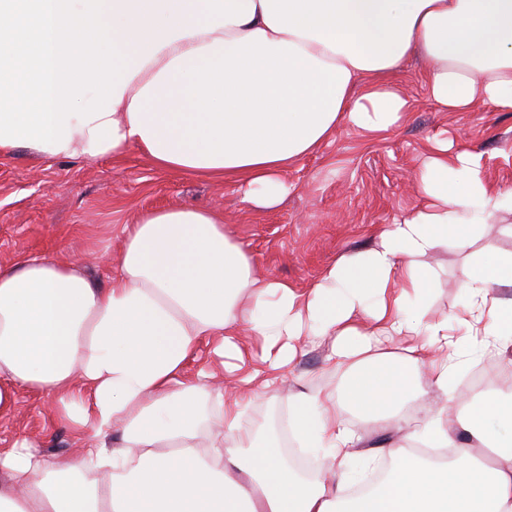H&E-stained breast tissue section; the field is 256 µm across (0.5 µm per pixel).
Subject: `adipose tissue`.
Returning <instances> with one entry per match:
<instances>
[{
	"mask_svg": "<svg viewBox=\"0 0 512 512\" xmlns=\"http://www.w3.org/2000/svg\"><path fill=\"white\" fill-rule=\"evenodd\" d=\"M413 58L441 111L512 112V0H0V154L134 148L163 169L238 179L248 204L271 209L289 193L283 171L339 126L379 136L404 121L412 104L394 77ZM417 194L305 293L258 276L248 246L198 205L139 214L105 287L51 258L0 265V417L17 390L41 392L50 416L92 439L83 455L47 457L16 436L0 449V512H512V396L466 399L450 384L459 351L476 364L512 337L500 296L512 251L483 250L465 270V348L430 313L431 257L512 218V190L438 139ZM243 326L263 342L261 367L226 396L210 372L185 378L203 344L247 366ZM323 336L328 365L347 371L343 393L300 391L287 407L330 481L305 478L275 433L243 424L302 340ZM397 337L409 357L381 352ZM427 397L385 482L346 496L381 454L345 411L402 424ZM411 442L451 458L423 462Z\"/></svg>",
	"mask_w": 512,
	"mask_h": 512,
	"instance_id": "adipose-tissue-1",
	"label": "adipose tissue"
}]
</instances>
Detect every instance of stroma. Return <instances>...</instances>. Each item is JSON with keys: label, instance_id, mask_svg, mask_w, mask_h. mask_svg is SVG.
Returning a JSON list of instances; mask_svg holds the SVG:
<instances>
[{"label": "stroma", "instance_id": "35a3bbf8", "mask_svg": "<svg viewBox=\"0 0 512 512\" xmlns=\"http://www.w3.org/2000/svg\"><path fill=\"white\" fill-rule=\"evenodd\" d=\"M397 84L413 104L408 119L377 138L341 126L318 151L288 167L283 178L291 191L272 211L252 209L239 183L163 170L135 150L113 159L47 160L24 148L0 155V263L48 255L106 285L117 270L125 226L137 213L199 204L221 215L248 245L258 275L305 290L326 266L370 247L386 224L417 203L420 164L435 136L479 153L484 176L512 189V112L439 111L414 62ZM467 258L454 247L435 256V315L460 310ZM331 344L327 337L302 348L286 387L249 407L250 422L265 424L287 393L341 389L342 370L325 360ZM39 403L38 395L18 392L12 412L0 419V448L24 434L49 456L81 453L87 439L51 423Z\"/></svg>", "mask_w": 512, "mask_h": 512}]
</instances>
